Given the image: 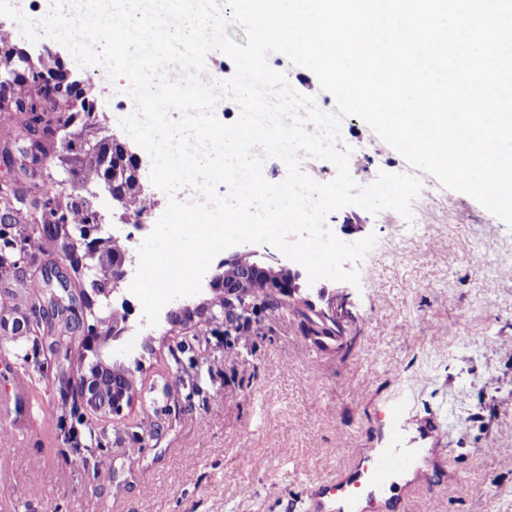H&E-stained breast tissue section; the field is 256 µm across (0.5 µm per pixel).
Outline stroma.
<instances>
[{"label": "stroma", "instance_id": "stroma-1", "mask_svg": "<svg viewBox=\"0 0 512 512\" xmlns=\"http://www.w3.org/2000/svg\"><path fill=\"white\" fill-rule=\"evenodd\" d=\"M7 46L86 70L48 37L20 30ZM270 66L326 112L334 97L315 74L280 53ZM99 122L73 140L120 141L138 153V180L151 189L147 152L120 127L112 98L95 99ZM340 146L351 147L358 186L379 172L407 173L403 156L360 118H343ZM422 198L412 221L349 206L325 224L339 239L375 235L354 268L358 284L309 282L303 266L270 245L220 252L199 293L167 303L152 329L134 303L128 328L86 351L84 329L59 343L34 333L0 345V512H303L313 477L333 478L352 451L379 438L385 401L408 397L446 435L447 468L435 488L420 486L409 512H512V227L470 196L419 172ZM32 238L18 274L0 276V300L17 296L22 316L39 295L44 269L71 276L60 253ZM242 258L297 274L300 298L266 290L234 305L226 331L216 282L221 262ZM337 313L340 332L316 334L303 299ZM129 368L134 391L112 413L93 410L67 375L95 356ZM25 381L14 387L15 377ZM108 460L106 479L93 465Z\"/></svg>", "mask_w": 512, "mask_h": 512}]
</instances>
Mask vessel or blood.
I'll return each instance as SVG.
<instances>
[{"instance_id": "obj_1", "label": "vessel or blood", "mask_w": 512, "mask_h": 512, "mask_svg": "<svg viewBox=\"0 0 512 512\" xmlns=\"http://www.w3.org/2000/svg\"><path fill=\"white\" fill-rule=\"evenodd\" d=\"M383 416L387 432L384 444L354 449L351 468L334 479H309V512H406V499L389 497V490L401 484L415 489L428 481L430 469L446 467V458L432 451L442 441L436 422L414 417L401 398L387 403ZM412 427L427 440V447L406 444V433Z\"/></svg>"}]
</instances>
